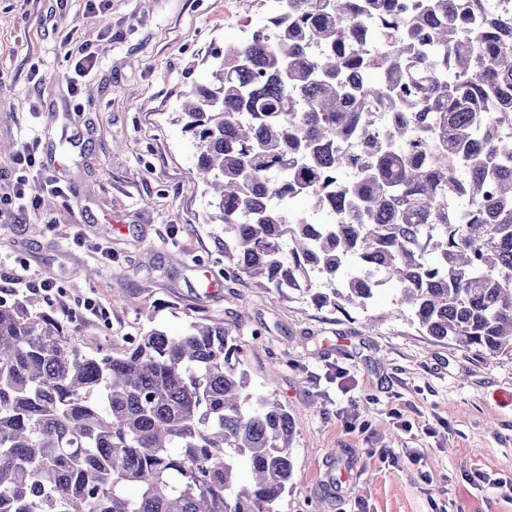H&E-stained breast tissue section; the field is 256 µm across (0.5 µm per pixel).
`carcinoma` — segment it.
Masks as SVG:
<instances>
[{
	"label": "carcinoma",
	"mask_w": 512,
	"mask_h": 512,
	"mask_svg": "<svg viewBox=\"0 0 512 512\" xmlns=\"http://www.w3.org/2000/svg\"><path fill=\"white\" fill-rule=\"evenodd\" d=\"M213 58L183 129L227 271L344 314L386 286L388 315L512 359V10L286 0ZM28 304L0 299V512H280L295 427L231 328L85 354Z\"/></svg>",
	"instance_id": "cac0c4a2"
}]
</instances>
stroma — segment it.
<instances>
[{
  "mask_svg": "<svg viewBox=\"0 0 512 512\" xmlns=\"http://www.w3.org/2000/svg\"><path fill=\"white\" fill-rule=\"evenodd\" d=\"M269 14L266 0H109L90 19L85 0H0V194L29 145L69 187L44 214L0 223V299L70 318L87 353L152 324L179 333L191 316L232 327L254 386L295 426L281 512H512L493 485L512 478L511 359L431 341L388 316L387 290L345 315L224 272V233L178 114L184 91L210 80L212 49ZM87 42L98 64L75 97L69 57ZM24 268L52 295L15 283ZM89 297L105 317L85 316ZM351 403L365 432L345 426ZM394 408L411 431L391 425Z\"/></svg>",
  "mask_w": 512,
  "mask_h": 512,
  "instance_id": "obj_1",
  "label": "stroma"
}]
</instances>
